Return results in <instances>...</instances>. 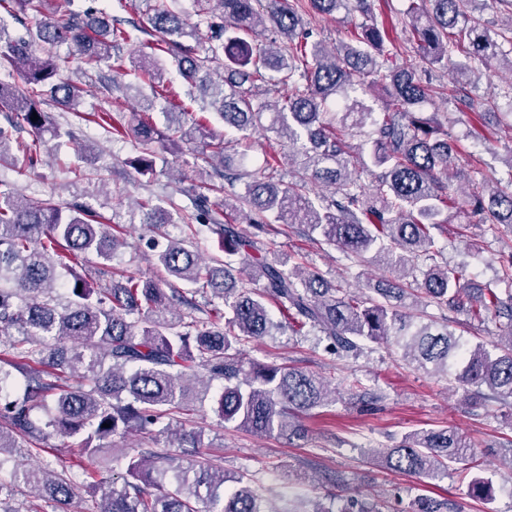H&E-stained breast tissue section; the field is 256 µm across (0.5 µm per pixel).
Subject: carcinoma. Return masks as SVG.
<instances>
[{"label":"carcinoma","mask_w":512,"mask_h":512,"mask_svg":"<svg viewBox=\"0 0 512 512\" xmlns=\"http://www.w3.org/2000/svg\"><path fill=\"white\" fill-rule=\"evenodd\" d=\"M474 2L409 0L406 9L422 63L449 70L463 84L480 67L503 64L512 73V37L506 56L493 23L476 15ZM194 3L210 32L203 55L193 44L198 27L166 0L147 5L146 21L129 30L103 14L58 17L52 0H0L8 15L43 16L35 28L14 34L0 24V68L22 71L19 83L0 80V112L12 113L0 125V167L25 176L41 163L40 132L49 122L41 105L47 98L116 138L133 139L140 151L130 164L143 174L155 170L156 146L171 150L187 140L184 123L190 121L207 140L198 159L211 167L208 179L179 189L183 200L169 198V211L148 197L132 213L156 230L177 221L191 230L203 226L224 242V258L207 263L185 241L162 232L148 246L166 279L128 272L94 287L79 270L95 259L112 261L120 246L112 225L100 222L86 204L64 214L51 199L23 198L0 180V346L7 350L0 356V471L12 465L10 479L0 478V497L23 483L64 507L80 485L73 476L17 462L11 449L21 440L72 437L80 454L110 465L112 449L104 441L132 431L158 432L184 454H123L128 480L103 490L101 512H211L216 505L217 512H282L265 506L251 475L229 476L206 462L201 432L173 431L169 424L156 429L196 410L197 384L207 388L221 380L217 412L224 423L259 435L307 437L304 420L330 395L325 381L293 367L246 365L240 358L242 346L283 328L269 302L291 327L316 330L347 355L368 343L393 344L409 364L448 378L454 388L484 387L491 399H512V335L493 354L482 343L464 341L448 319L422 314L420 305L432 303L477 322L504 318L512 327V253L499 260L498 282L506 289L488 288L478 296L468 289L467 265L443 260L438 233L448 223L442 213L452 199L457 149L448 131L421 112L439 91L391 61L398 48L373 23V0H268L263 9L260 0ZM340 8L363 16L350 42L334 52L308 42L303 12L331 15ZM259 26L276 38L248 39ZM139 32L177 60L187 83L202 87L224 132L234 129L245 137L268 117L267 130L287 140L288 157L298 165L295 180L285 185L271 175L251 174L244 167L247 149L227 150L240 139L215 136L183 105L164 111L162 129L137 112L126 122L118 109L79 111L81 88L63 77L68 59L57 48L69 46L89 70L112 60L116 73L123 64L112 58L114 43L133 42ZM220 57L227 77L216 80L211 63ZM137 67L149 85L162 81L152 56L140 55ZM258 81L282 85L288 94L272 104L258 102ZM373 86L385 92L379 112L364 99ZM23 126L32 131L28 141L15 138ZM347 130L364 140L351 145ZM364 173L372 176L368 191ZM224 180L244 181V191L232 203L211 202L209 193L222 191ZM313 181L334 186L332 196L317 205L307 197ZM464 203L485 216L493 236L512 232V173L505 183L479 184ZM237 224L252 231L244 234ZM271 224H301L350 261L382 263L397 279L380 281L362 296L333 288L319 273L259 247ZM236 255L256 268L257 285L237 280L231 261ZM171 278L197 293H212L205 317L187 321L176 311L177 303L201 307L179 289L163 288ZM199 368L207 374L202 380ZM375 454L393 471L436 479L464 460L467 447L456 431L441 429L411 433Z\"/></svg>","instance_id":"obj_1"}]
</instances>
